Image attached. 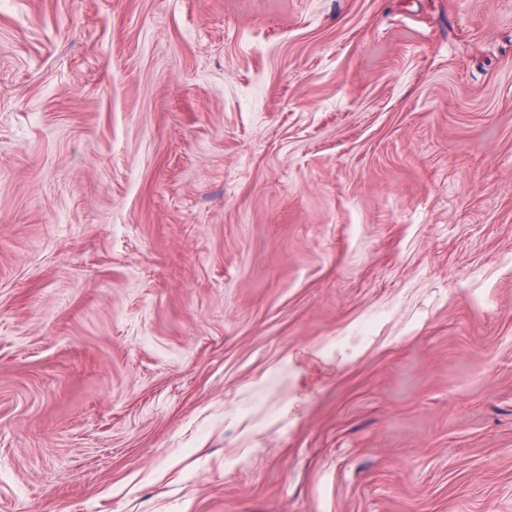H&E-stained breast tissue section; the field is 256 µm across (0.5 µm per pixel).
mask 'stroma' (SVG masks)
<instances>
[{
    "instance_id": "35a3bbf8",
    "label": "stroma",
    "mask_w": 512,
    "mask_h": 512,
    "mask_svg": "<svg viewBox=\"0 0 512 512\" xmlns=\"http://www.w3.org/2000/svg\"><path fill=\"white\" fill-rule=\"evenodd\" d=\"M0 512H512V0H0Z\"/></svg>"
}]
</instances>
